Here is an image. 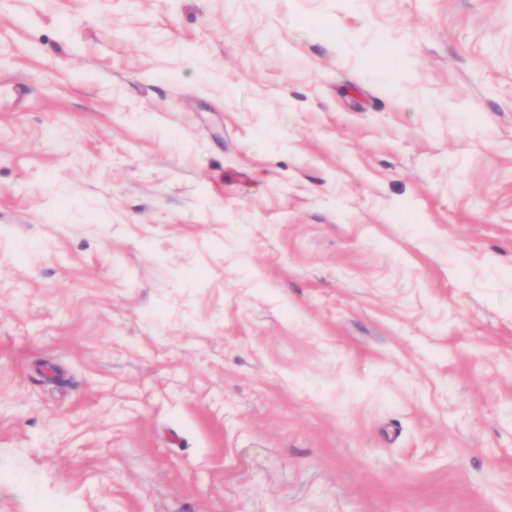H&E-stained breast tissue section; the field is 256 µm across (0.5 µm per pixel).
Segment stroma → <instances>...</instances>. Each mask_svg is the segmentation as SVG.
Here are the masks:
<instances>
[{
    "label": "stroma",
    "instance_id": "stroma-1",
    "mask_svg": "<svg viewBox=\"0 0 512 512\" xmlns=\"http://www.w3.org/2000/svg\"><path fill=\"white\" fill-rule=\"evenodd\" d=\"M0 512H512V0H0Z\"/></svg>",
    "mask_w": 512,
    "mask_h": 512
}]
</instances>
